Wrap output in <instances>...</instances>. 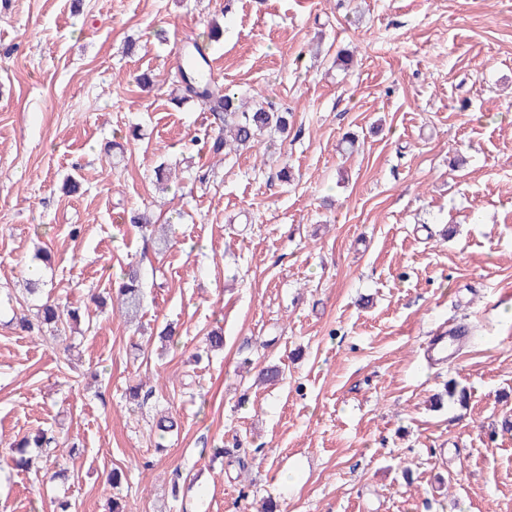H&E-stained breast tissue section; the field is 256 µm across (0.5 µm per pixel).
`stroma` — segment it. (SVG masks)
I'll list each match as a JSON object with an SVG mask.
<instances>
[{
    "mask_svg": "<svg viewBox=\"0 0 512 512\" xmlns=\"http://www.w3.org/2000/svg\"><path fill=\"white\" fill-rule=\"evenodd\" d=\"M223 5L0 0V290L17 297L0 305V512L57 496L108 512L115 495L129 512H512V0ZM214 19L216 82L293 114L222 160L207 107L175 106L169 81ZM134 208L172 224L169 249ZM132 261L138 322L88 308ZM48 297L85 314L57 338L13 329ZM448 321L470 342L430 366ZM218 328L223 349L195 361ZM266 366L277 384H257ZM41 429L56 455L15 468ZM50 435V436H49ZM55 441L54 435L49 430H38L34 436L25 437L21 440L16 446V453L18 456H12L11 461L13 465L18 469H26L32 463V458L29 456L28 448H37L39 449L40 455L43 457V453L49 454L47 452L48 445Z\"/></svg>",
    "mask_w": 512,
    "mask_h": 512,
    "instance_id": "stroma-1",
    "label": "stroma"
}]
</instances>
